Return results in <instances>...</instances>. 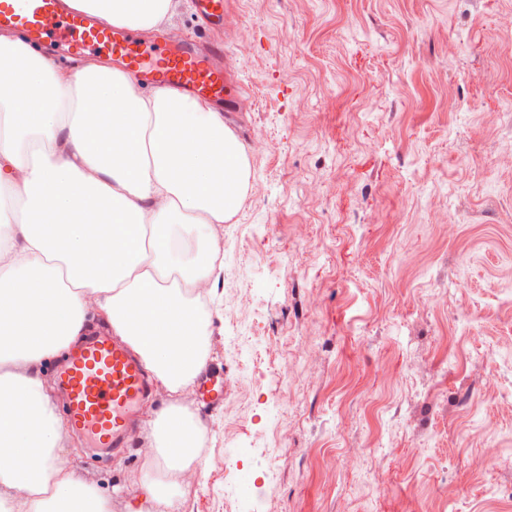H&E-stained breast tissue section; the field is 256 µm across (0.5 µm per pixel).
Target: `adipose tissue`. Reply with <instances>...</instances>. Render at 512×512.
I'll return each mask as SVG.
<instances>
[{"label": "adipose tissue", "mask_w": 512, "mask_h": 512, "mask_svg": "<svg viewBox=\"0 0 512 512\" xmlns=\"http://www.w3.org/2000/svg\"><path fill=\"white\" fill-rule=\"evenodd\" d=\"M67 2L145 34L171 5ZM65 92L75 111H60ZM248 178L221 109L175 88L143 93L111 61L65 64L0 31V182L16 199L0 226L1 508L110 512L96 485L64 472L70 434L43 384L98 319L172 397L144 412L143 454L164 474L127 488V512H172L197 479L207 428L179 398L209 359L212 312L197 303L224 269L220 228Z\"/></svg>", "instance_id": "1"}]
</instances>
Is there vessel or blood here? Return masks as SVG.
<instances>
[{"mask_svg": "<svg viewBox=\"0 0 512 512\" xmlns=\"http://www.w3.org/2000/svg\"><path fill=\"white\" fill-rule=\"evenodd\" d=\"M196 9L205 22L199 37L210 44L206 54L192 44L178 52L159 42L144 45L134 31L65 9L62 0H0V29L20 31L78 55L103 52L149 85L173 86L201 102L226 104L229 78L209 60L210 53L224 50L222 43L210 38L211 26L224 15V0H196ZM56 379L65 426L85 437L89 447L127 453L134 413L149 390L139 358L109 333L93 332L59 366ZM197 394L210 408H219L226 394L223 372L199 379Z\"/></svg>", "mask_w": 512, "mask_h": 512, "instance_id": "1", "label": "vessel or blood"}]
</instances>
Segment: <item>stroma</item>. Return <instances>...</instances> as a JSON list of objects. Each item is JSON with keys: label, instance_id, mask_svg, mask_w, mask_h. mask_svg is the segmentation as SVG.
<instances>
[{"label": "stroma", "instance_id": "stroma-1", "mask_svg": "<svg viewBox=\"0 0 512 512\" xmlns=\"http://www.w3.org/2000/svg\"><path fill=\"white\" fill-rule=\"evenodd\" d=\"M225 124L251 187L220 236L209 362L224 404L177 512H461L512 489V0H225ZM455 98L441 108L435 92ZM291 400L279 401L281 391ZM495 422L494 434L484 430ZM62 458L112 512L159 468L142 439ZM493 443L508 465L474 472Z\"/></svg>", "mask_w": 512, "mask_h": 512}]
</instances>
